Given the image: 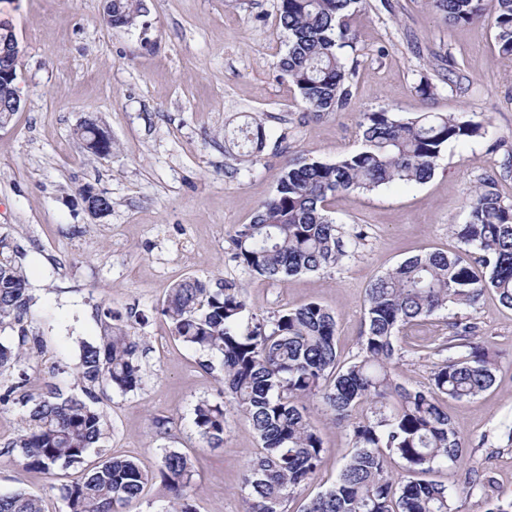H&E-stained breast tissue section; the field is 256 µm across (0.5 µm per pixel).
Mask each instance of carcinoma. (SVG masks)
Instances as JSON below:
<instances>
[{"instance_id": "1", "label": "carcinoma", "mask_w": 512, "mask_h": 512, "mask_svg": "<svg viewBox=\"0 0 512 512\" xmlns=\"http://www.w3.org/2000/svg\"><path fill=\"white\" fill-rule=\"evenodd\" d=\"M364 2L279 0L278 26L288 38L280 69L317 118L351 103L342 50L355 47L350 20ZM432 6L452 24L489 22L500 55L512 56V0H432ZM138 11V0H112V27L135 25ZM360 128L359 147L334 161L303 154L288 161L273 195L235 231L237 262L269 280L338 265L349 250L330 215V197L424 183L448 143L487 134L482 123L451 114L407 117L386 108L363 113ZM73 135L96 158L112 146L99 126L80 124ZM264 137L261 119L254 118L237 128L230 142L240 155L254 157ZM79 195L85 204L112 209L111 199L90 186ZM456 235L479 254L482 270L460 255L432 251L376 278L366 290L365 336L357 357L346 365L336 348L335 315L317 302L259 319L247 314L242 288L234 283L214 289L188 277L169 289L161 314L171 336L206 354L203 369L220 364L224 391L261 442L262 451L249 460L244 476V512H286L291 494L319 470L325 448L299 405L310 397L349 429L353 451L336 483L310 499L302 512H458L457 492L416 475L461 459L465 448L442 404L470 400L491 388L495 363L476 341V324L465 318L450 323L448 343L432 349L434 355L462 352L435 366L427 388L406 387L391 368L400 329L419 318L473 308L489 289L512 308V205L502 202L492 183L474 190L467 221ZM32 302L22 266L0 239V332L17 333L15 341L0 339V376L19 372L16 381H0V403L16 394L24 408L20 428L3 444L0 457L14 456L27 469L55 476L84 467L94 451L100 460L84 479L59 488L65 512H121L151 476L134 459L99 448L108 421L97 389L108 385L128 393L142 385V343L131 333L132 314L103 310L99 341L80 348L74 370L79 391L37 393L24 390L26 368L44 350L43 337L27 327ZM193 422L209 446L224 443L228 420L222 404L198 402ZM397 460L403 464L398 474L390 467ZM157 477L168 493L164 512H196L186 454L164 450ZM0 512H44L43 500L26 491L0 495Z\"/></svg>"}]
</instances>
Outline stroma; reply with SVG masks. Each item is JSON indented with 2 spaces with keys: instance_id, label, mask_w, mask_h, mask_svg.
<instances>
[{
  "instance_id": "1",
  "label": "stroma",
  "mask_w": 512,
  "mask_h": 512,
  "mask_svg": "<svg viewBox=\"0 0 512 512\" xmlns=\"http://www.w3.org/2000/svg\"><path fill=\"white\" fill-rule=\"evenodd\" d=\"M278 0H144L135 26L115 29L102 0H0V24L21 49V109L0 128V238L19 251L34 295L28 327L45 354L28 370L32 390H70L79 345L97 342L98 307L142 312L140 389H105L102 407L110 454L134 457L151 474L141 497L123 512H162L166 492L155 474L164 449L189 454L197 512H243L248 460L261 443L247 419L230 412L224 445L196 433L193 409L220 401V371H204L203 353L174 341L159 308L187 277L211 286H240L251 314L265 316L317 301L336 316L337 349L354 359L366 330L369 283L423 250L463 249L454 225L464 223L472 192L490 180L512 204V58H503L489 25H451L429 0H368L352 27L355 49L350 106L329 117L308 114L279 69L286 51ZM431 82L432 94L419 90ZM389 108L414 117L448 113L486 124V137L450 143L423 184L336 195L330 212L345 236L363 232L339 267L268 280L233 258L232 237L270 197L289 157L304 152L333 160L359 146L363 113ZM261 118L266 132L257 161L230 152L227 132ZM87 117L112 137V154L97 159L73 130ZM92 185L112 200L95 219L79 190ZM471 315L496 363L495 383L451 403V423L465 459L432 472L458 493L459 512H488L512 501V447L500 426L512 422V309L487 293ZM453 310L402 331L398 381L428 387L436 363L431 343L449 336ZM310 421L325 448L317 476L299 488L288 512L336 482L353 440L315 400ZM485 477L471 494L469 477ZM57 479L0 457V495L42 496L46 512H65Z\"/></svg>"
}]
</instances>
